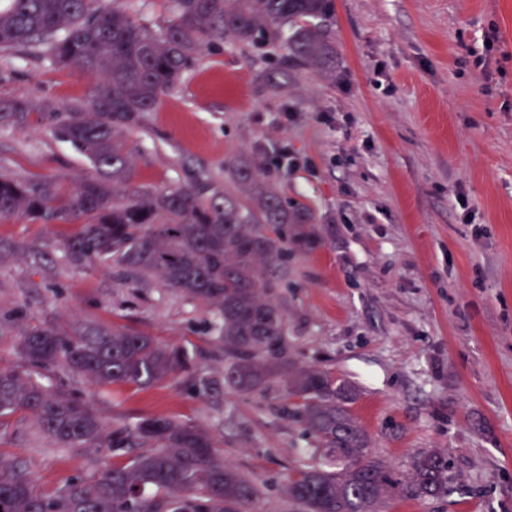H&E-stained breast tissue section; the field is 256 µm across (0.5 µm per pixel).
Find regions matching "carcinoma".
Returning <instances> with one entry per match:
<instances>
[{
	"instance_id": "carcinoma-1",
	"label": "carcinoma",
	"mask_w": 512,
	"mask_h": 512,
	"mask_svg": "<svg viewBox=\"0 0 512 512\" xmlns=\"http://www.w3.org/2000/svg\"><path fill=\"white\" fill-rule=\"evenodd\" d=\"M5 2L0 54L44 55L100 81L53 127L93 172L75 184L0 175V218L75 224L78 230L58 243L72 265L118 269L138 283L158 280L208 310L224 348L225 387L261 394L284 382L322 451V461L304 465L288 485L299 512H377L395 491L448 494L443 455L414 456L407 481H393L350 412L355 387L282 356L288 325L270 293L288 245L305 250L318 243L305 204L284 201L266 184L245 201L210 186L154 192L131 184L128 132L181 82L204 46L259 41L334 77L336 48L325 27L333 0H167L170 16L161 26L133 15L126 0ZM31 110L22 98L0 99V126L25 124ZM17 351L21 365L0 366V419L25 412L63 448L143 452L54 492L0 458V512H248L255 486L224 463L197 425L149 417L110 427L76 392L34 378L60 368L101 387L149 385L189 370L184 348L135 332L34 323L22 329Z\"/></svg>"
}]
</instances>
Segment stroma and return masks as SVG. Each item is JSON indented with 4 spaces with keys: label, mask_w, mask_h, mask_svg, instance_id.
Here are the masks:
<instances>
[{
    "label": "stroma",
    "mask_w": 512,
    "mask_h": 512,
    "mask_svg": "<svg viewBox=\"0 0 512 512\" xmlns=\"http://www.w3.org/2000/svg\"><path fill=\"white\" fill-rule=\"evenodd\" d=\"M336 76L293 68L253 43L203 49L131 132L134 182L195 181L243 194L248 166L311 210L320 243L289 250L271 294L288 355L355 385L352 412L393 479L413 457L448 459L443 497L391 494L378 512H512V0H334ZM92 80L48 59H0V98L39 103L0 128V173L19 179L92 168L57 139V113ZM72 224L0 219V366L19 361L24 322L103 324L188 350L190 372L140 387L66 377L111 425L193 422L256 484L250 512H297L288 482L317 446L281 385L224 386V355L203 307L75 267L54 245ZM128 448H61L23 413L0 420V457L46 492L95 475Z\"/></svg>",
    "instance_id": "stroma-1"
}]
</instances>
